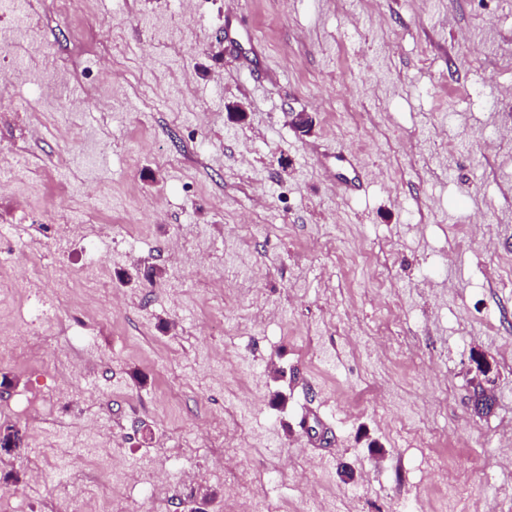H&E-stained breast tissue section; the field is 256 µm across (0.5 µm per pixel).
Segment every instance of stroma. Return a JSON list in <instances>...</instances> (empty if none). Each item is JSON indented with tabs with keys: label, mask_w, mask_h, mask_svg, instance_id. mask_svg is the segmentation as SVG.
<instances>
[{
	"label": "stroma",
	"mask_w": 512,
	"mask_h": 512,
	"mask_svg": "<svg viewBox=\"0 0 512 512\" xmlns=\"http://www.w3.org/2000/svg\"><path fill=\"white\" fill-rule=\"evenodd\" d=\"M31 3L44 30L8 94L35 132H0V167L21 153L45 181L23 211L0 203V318L27 338L0 374L59 410L0 413L22 437L0 495L18 512H507L512 0ZM106 45L111 110L52 109L101 81ZM69 48L75 77L47 93L42 59ZM340 152L361 172L348 198L318 162ZM475 352L496 380L483 417ZM47 446L67 454L35 495Z\"/></svg>",
	"instance_id": "stroma-1"
}]
</instances>
